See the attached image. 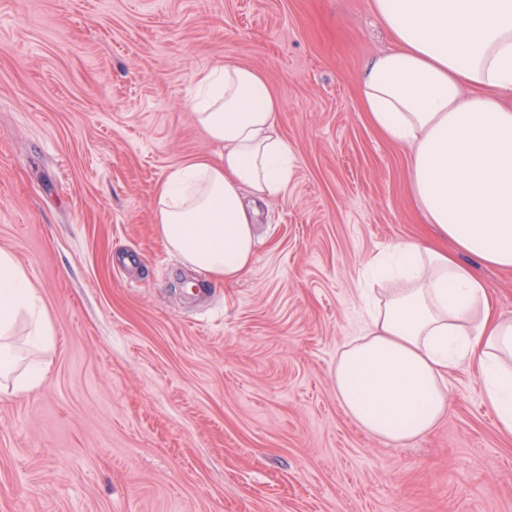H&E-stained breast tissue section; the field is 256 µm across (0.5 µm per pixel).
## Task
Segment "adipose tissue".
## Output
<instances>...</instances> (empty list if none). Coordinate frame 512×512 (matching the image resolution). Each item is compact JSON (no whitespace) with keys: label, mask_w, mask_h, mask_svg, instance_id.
I'll return each mask as SVG.
<instances>
[{"label":"adipose tissue","mask_w":512,"mask_h":512,"mask_svg":"<svg viewBox=\"0 0 512 512\" xmlns=\"http://www.w3.org/2000/svg\"><path fill=\"white\" fill-rule=\"evenodd\" d=\"M394 45L359 74L362 108L408 148V183L425 223L482 264L512 268V0H372ZM191 109L219 144L213 158L176 167L156 197L168 252L218 281L247 273L259 204L282 196L294 149L279 131L283 104L265 75L224 61L199 71ZM387 281L363 336L336 358V400L371 436L412 440L448 414L449 368L475 363L499 427L512 433V320L495 317L473 267L426 241L373 257ZM45 350L53 329L27 273L0 251V395L42 382L47 362L8 351L17 320Z\"/></svg>","instance_id":"obj_1"}]
</instances>
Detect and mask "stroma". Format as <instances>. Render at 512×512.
Returning <instances> with one entry per match:
<instances>
[{"label": "stroma", "instance_id": "stroma-1", "mask_svg": "<svg viewBox=\"0 0 512 512\" xmlns=\"http://www.w3.org/2000/svg\"><path fill=\"white\" fill-rule=\"evenodd\" d=\"M390 45L371 0H0V250L54 331L39 389L0 396V512H512L476 365L404 443L336 400L368 262L430 232L359 100ZM224 60L264 73L296 149L232 282L154 222L169 173L218 149L190 105Z\"/></svg>", "mask_w": 512, "mask_h": 512}]
</instances>
